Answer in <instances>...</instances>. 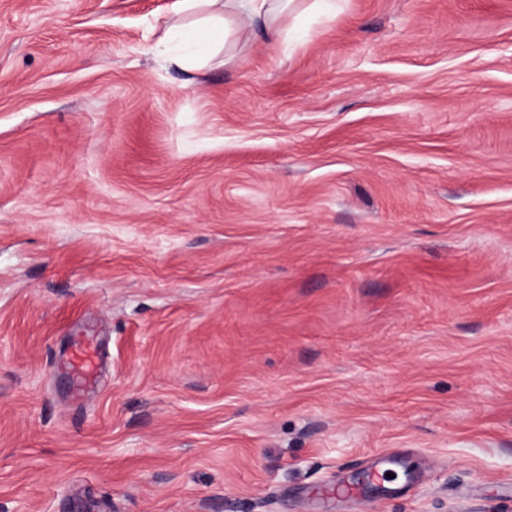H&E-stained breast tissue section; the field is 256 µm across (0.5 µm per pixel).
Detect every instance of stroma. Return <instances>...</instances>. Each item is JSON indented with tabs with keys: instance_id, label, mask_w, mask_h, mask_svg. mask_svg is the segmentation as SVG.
I'll return each instance as SVG.
<instances>
[{
	"instance_id": "35a3bbf8",
	"label": "stroma",
	"mask_w": 512,
	"mask_h": 512,
	"mask_svg": "<svg viewBox=\"0 0 512 512\" xmlns=\"http://www.w3.org/2000/svg\"><path fill=\"white\" fill-rule=\"evenodd\" d=\"M180 9L0 0V512H512V0ZM333 1L313 0L300 9L303 0H183V11L196 20L171 26L156 52L168 64L182 68L197 65L215 52L218 35H224V48L247 47L260 36L267 47L277 49L285 39L279 24L283 14H324ZM55 369H63L69 375L71 399L82 400L97 386L101 372V358L90 337L77 339Z\"/></svg>"
}]
</instances>
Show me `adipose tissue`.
<instances>
[{
	"label": "adipose tissue",
	"instance_id": "ef3b65f1",
	"mask_svg": "<svg viewBox=\"0 0 512 512\" xmlns=\"http://www.w3.org/2000/svg\"><path fill=\"white\" fill-rule=\"evenodd\" d=\"M330 0H183V9L193 17L190 24L169 28L156 52L178 67L199 64L218 46H248L261 37L267 47L278 48L285 39L279 24L283 14L299 13L301 6L326 12Z\"/></svg>",
	"mask_w": 512,
	"mask_h": 512
}]
</instances>
